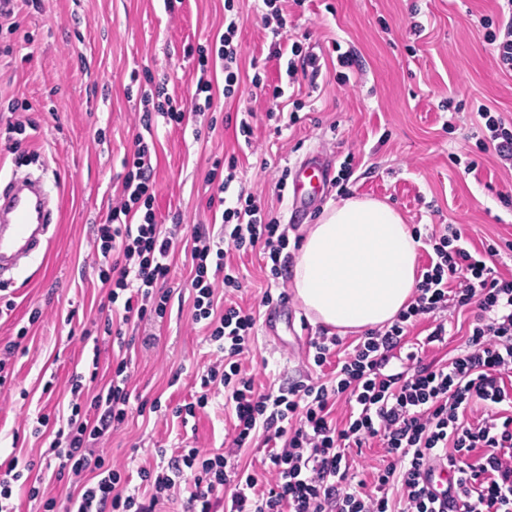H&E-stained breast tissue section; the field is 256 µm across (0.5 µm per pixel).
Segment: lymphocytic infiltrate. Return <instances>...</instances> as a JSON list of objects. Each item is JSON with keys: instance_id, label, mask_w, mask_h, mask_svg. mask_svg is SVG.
<instances>
[{"instance_id": "f902f5d3", "label": "lymphocytic infiltrate", "mask_w": 512, "mask_h": 512, "mask_svg": "<svg viewBox=\"0 0 512 512\" xmlns=\"http://www.w3.org/2000/svg\"><path fill=\"white\" fill-rule=\"evenodd\" d=\"M263 3L271 10L276 53L287 58V76L300 70L319 76L316 54L289 47L288 19L276 0ZM224 10L218 43L198 52L200 69L222 61L229 98L239 88L234 0H224ZM486 40L497 67L511 72L512 0H501L497 28ZM477 114L481 145L512 163V121L486 107ZM123 166V199L97 230L103 257L98 277L109 285L112 305L105 332L118 338L124 326L165 316L168 297L157 284L168 276L179 242L177 231H162L156 221L148 145L137 142ZM221 219L219 235L195 231L191 247L193 319L204 325L216 359L200 374L201 394L173 414L196 417L211 390L223 389L231 443L242 448L252 434H262L267 479L232 464L224 453L187 444L172 453L157 449L163 465L138 467L140 483L130 486L124 469L112 466L100 450L130 409L123 358L106 391L90 394L82 376H72L71 413L56 431L48 459L58 472L83 481L65 504L42 499L44 512H158L161 501L175 498L182 512H512V387L505 382L512 375V278L487 264L498 248L469 250L461 230L445 225L427 237L429 261L410 303L390 325L367 331L348 351L335 334L310 340L316 366L341 356L334 376L262 391L242 368L256 318L233 305L218 309L215 290L242 286L225 248L262 250L275 275L288 239L278 217L251 194L228 201ZM451 306L473 314L465 345L444 362L424 363L426 346L444 341L445 324L412 344L407 335ZM341 399L349 411L340 423L332 410ZM376 443L385 450L384 468L372 482L350 483L348 450ZM438 462L456 476L453 489L441 496L421 476Z\"/></svg>"}]
</instances>
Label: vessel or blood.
Listing matches in <instances>:
<instances>
[{
	"label": "vessel or blood",
	"mask_w": 512,
	"mask_h": 512,
	"mask_svg": "<svg viewBox=\"0 0 512 512\" xmlns=\"http://www.w3.org/2000/svg\"><path fill=\"white\" fill-rule=\"evenodd\" d=\"M293 183L299 192L307 186L320 190L325 183L321 163L315 160L298 168ZM49 216L48 193L43 186L27 176L14 178L11 191L0 195V272L39 248Z\"/></svg>",
	"instance_id": "obj_1"
}]
</instances>
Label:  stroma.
<instances>
[{
    "label": "stroma",
    "instance_id": "35a3bbf8",
    "mask_svg": "<svg viewBox=\"0 0 512 512\" xmlns=\"http://www.w3.org/2000/svg\"><path fill=\"white\" fill-rule=\"evenodd\" d=\"M239 92L224 97L222 69L207 75L217 93L210 109L195 108L201 74L191 48L224 31V0H34L13 20L0 19V120L20 129L11 153L0 142V190L17 175L41 178L57 199L49 243L13 271L0 298L13 302L0 315V347L17 343L13 379L0 388V464L11 458L45 470L49 435H34L37 416L56 423L70 398L73 373L112 376L119 344L106 335L101 306L107 289L95 265L99 243L93 227L105 223L122 192V161L142 128V95L164 85L181 103L182 125L154 116L150 140L157 163L153 209L159 223L217 231L207 180L214 159L236 160L232 191L253 194L273 207L289 239L272 277L266 258L229 251L243 287L226 301L257 312L255 342L242 359L247 374L266 388L286 387L320 373L306 359L312 323L292 290L295 243L315 223L328 201L340 200L336 185L295 201L277 190L283 168L308 157L329 163L338 176L351 161V195L392 204L411 230L428 236L454 224L470 245L512 241V165L479 145L477 108L512 118V75L494 64L482 19L497 15V0H284L291 41L302 52L327 59L318 81L297 75L294 96L304 102L300 120L275 133L267 114L275 102L270 87L286 81V64L272 57L261 0H235ZM352 51L349 82L331 65L336 50ZM260 75L262 87L251 83ZM253 127L245 147L236 128L242 117ZM192 261L177 250L167 280L164 319L129 327L133 343L129 387L132 413L105 445L114 464L137 469L155 464L154 450L181 440L221 448L231 431L221 403L181 428L174 407L199 389L198 369L211 359L202 325L192 321ZM273 303H265V294ZM285 296L279 310L276 296ZM25 338H18L20 328Z\"/></svg>",
    "mask_w": 512,
    "mask_h": 512
}]
</instances>
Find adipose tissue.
<instances>
[{"mask_svg": "<svg viewBox=\"0 0 512 512\" xmlns=\"http://www.w3.org/2000/svg\"><path fill=\"white\" fill-rule=\"evenodd\" d=\"M418 247L386 202L328 203L295 257L293 291L316 322L339 334L383 326L415 291Z\"/></svg>", "mask_w": 512, "mask_h": 512, "instance_id": "adipose-tissue-1", "label": "adipose tissue"}]
</instances>
